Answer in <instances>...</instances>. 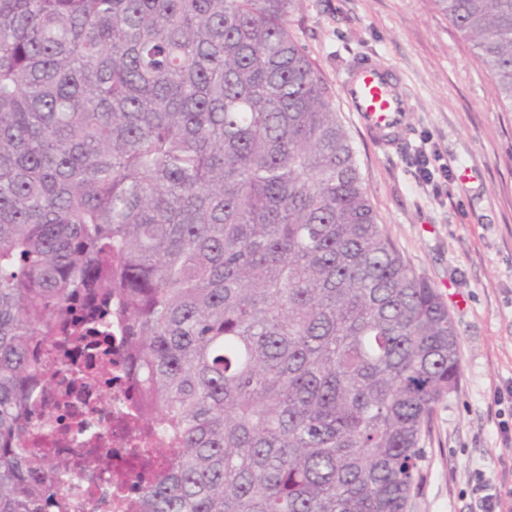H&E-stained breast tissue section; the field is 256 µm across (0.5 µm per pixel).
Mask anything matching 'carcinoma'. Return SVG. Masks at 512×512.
<instances>
[{"instance_id":"obj_1","label":"carcinoma","mask_w":512,"mask_h":512,"mask_svg":"<svg viewBox=\"0 0 512 512\" xmlns=\"http://www.w3.org/2000/svg\"><path fill=\"white\" fill-rule=\"evenodd\" d=\"M512 109V0H433ZM300 0H0V512H55L35 356L112 334L138 512H406L459 338L363 186ZM39 471L43 480L34 482Z\"/></svg>"}]
</instances>
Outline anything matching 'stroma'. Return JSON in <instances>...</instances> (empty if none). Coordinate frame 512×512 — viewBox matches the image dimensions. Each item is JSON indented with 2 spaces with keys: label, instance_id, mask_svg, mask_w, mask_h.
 <instances>
[{
  "label": "stroma",
  "instance_id": "obj_1",
  "mask_svg": "<svg viewBox=\"0 0 512 512\" xmlns=\"http://www.w3.org/2000/svg\"><path fill=\"white\" fill-rule=\"evenodd\" d=\"M288 30L332 88L356 65L404 77L398 141L368 135L337 100L379 224L434 285L459 337L461 377L421 441L407 512H479V471L512 488L498 389L512 381V112L433 0H301Z\"/></svg>",
  "mask_w": 512,
  "mask_h": 512
}]
</instances>
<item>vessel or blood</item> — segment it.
<instances>
[{
  "mask_svg": "<svg viewBox=\"0 0 512 512\" xmlns=\"http://www.w3.org/2000/svg\"><path fill=\"white\" fill-rule=\"evenodd\" d=\"M341 93L366 131L387 139L399 136L409 105L394 69L360 65L342 81Z\"/></svg>",
  "mask_w": 512,
  "mask_h": 512,
  "instance_id": "obj_1",
  "label": "vessel or blood"
}]
</instances>
